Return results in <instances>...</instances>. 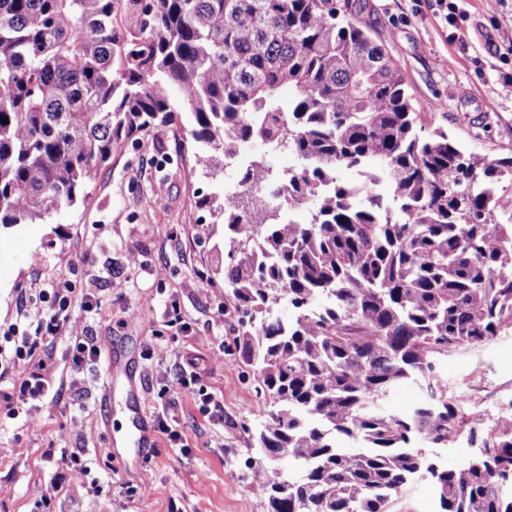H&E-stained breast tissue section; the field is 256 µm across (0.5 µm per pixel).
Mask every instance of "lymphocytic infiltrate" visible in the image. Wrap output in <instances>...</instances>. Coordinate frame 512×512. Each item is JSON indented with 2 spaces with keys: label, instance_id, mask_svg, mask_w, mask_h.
Wrapping results in <instances>:
<instances>
[{
  "label": "lymphocytic infiltrate",
  "instance_id": "f902f5d3",
  "mask_svg": "<svg viewBox=\"0 0 512 512\" xmlns=\"http://www.w3.org/2000/svg\"><path fill=\"white\" fill-rule=\"evenodd\" d=\"M100 301L93 294L76 288L73 282L61 277L47 287L32 293L20 289L16 313L19 319L31 320L33 335L22 334L17 324L0 325V400L6 404V416L32 415L39 403L59 389L48 366L52 359L54 341L62 336L74 314L97 309ZM201 374L195 357H186L177 369L164 394L199 399L203 408L221 412L222 404L198 387Z\"/></svg>",
  "mask_w": 512,
  "mask_h": 512
}]
</instances>
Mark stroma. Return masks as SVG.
I'll list each match as a JSON object with an SVG mask.
<instances>
[{
    "instance_id": "obj_1",
    "label": "stroma",
    "mask_w": 512,
    "mask_h": 512,
    "mask_svg": "<svg viewBox=\"0 0 512 512\" xmlns=\"http://www.w3.org/2000/svg\"><path fill=\"white\" fill-rule=\"evenodd\" d=\"M371 18L386 50L399 62L411 93L426 107L427 130L441 129L465 151L512 154V87L500 63L483 51L497 32L485 0H467L464 43H452L430 0H370ZM205 155L194 154L177 126L114 147L86 186V202L60 211L51 223L0 231V323L16 320L17 291L68 277L99 290L102 305L75 313L69 336L93 331L121 370L111 399L103 397V365L69 369L67 338L57 342L52 369L83 409L70 412L44 399L34 417L0 420V512H32L66 472L55 512H118L110 483L133 481L130 512H266L249 486L250 437L267 413L254 376L234 345L235 314L224 311V282L216 275L223 224L200 210L201 195L235 180L234 169L207 176ZM163 195H156L157 185ZM136 263H129V252ZM190 322L187 335L167 325L171 305ZM197 358L202 384L224 405L223 419L203 415L192 401L174 410L192 452L164 440L137 456L125 444L127 393L137 387L143 408L173 378L186 355ZM450 390L466 395L494 421L512 401V335L443 362ZM54 449L45 459V449ZM82 449L89 473L67 470L64 452ZM98 479L100 490L87 489Z\"/></svg>"
}]
</instances>
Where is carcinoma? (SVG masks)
Listing matches in <instances>:
<instances>
[{
  "label": "carcinoma",
  "instance_id": "obj_1",
  "mask_svg": "<svg viewBox=\"0 0 512 512\" xmlns=\"http://www.w3.org/2000/svg\"><path fill=\"white\" fill-rule=\"evenodd\" d=\"M183 107L218 165L250 144L299 160L256 157L242 193L199 200L269 408L246 464L268 512H391L422 476L435 512H512V409L487 424L439 371L512 334V156L424 131L365 0H0V228L73 207L114 145ZM401 384L422 399L382 410ZM464 432V464L426 454Z\"/></svg>",
  "mask_w": 512,
  "mask_h": 512
}]
</instances>
